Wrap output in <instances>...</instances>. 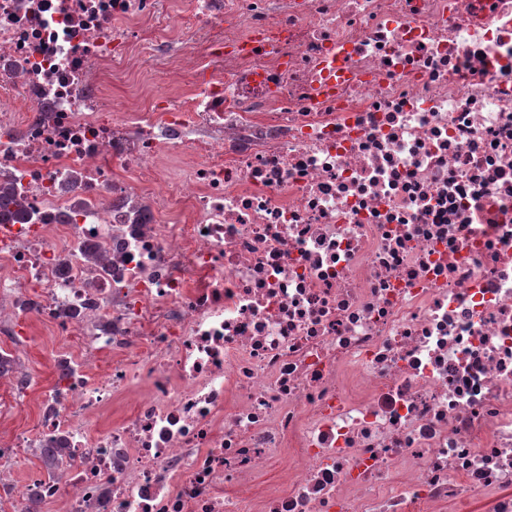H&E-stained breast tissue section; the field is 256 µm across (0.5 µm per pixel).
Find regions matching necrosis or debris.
Listing matches in <instances>:
<instances>
[{
    "instance_id": "necrosis-or-debris-1",
    "label": "necrosis or debris",
    "mask_w": 512,
    "mask_h": 512,
    "mask_svg": "<svg viewBox=\"0 0 512 512\" xmlns=\"http://www.w3.org/2000/svg\"><path fill=\"white\" fill-rule=\"evenodd\" d=\"M0 175V334L90 337L43 504L512 512V0H0ZM166 74L162 70H154L147 67V70H142L137 78L136 84L132 88L122 87L115 89L112 92V100L117 108L121 111L122 103L130 98L139 96L145 92H152L154 90H167ZM26 210L22 190L15 182H0V224H15L26 216L31 217Z\"/></svg>"
}]
</instances>
